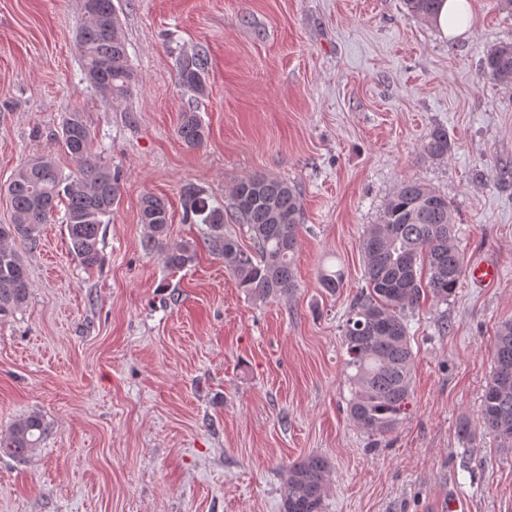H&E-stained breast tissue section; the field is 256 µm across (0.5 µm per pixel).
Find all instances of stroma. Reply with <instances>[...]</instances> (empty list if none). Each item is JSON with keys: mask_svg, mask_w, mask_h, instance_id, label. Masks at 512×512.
<instances>
[{"mask_svg": "<svg viewBox=\"0 0 512 512\" xmlns=\"http://www.w3.org/2000/svg\"><path fill=\"white\" fill-rule=\"evenodd\" d=\"M136 81L110 100L84 78L80 0H0V186L34 154L64 172L55 143L84 111L95 156L121 176L101 261L68 249L63 210L19 244L29 299L0 323V436L38 414L30 456L0 454V512H281L280 471L312 454L332 466L325 512H512V447L477 424L494 340L512 320V86L483 72L512 43V12L469 0L464 32L444 37L404 0H114ZM204 47L207 91L179 85L176 60ZM194 106L204 144L177 135ZM437 128L448 154L424 155ZM288 181L302 226L296 289L266 301L238 288L186 222L191 183L224 206V232L253 239L232 189ZM448 196L465 263L447 302L408 311V410L381 444L351 421L342 327L365 284L361 241L405 179ZM165 200L170 241L193 245L181 270L145 252V195ZM340 272L336 291L323 272Z\"/></svg>", "mask_w": 512, "mask_h": 512, "instance_id": "1", "label": "stroma"}]
</instances>
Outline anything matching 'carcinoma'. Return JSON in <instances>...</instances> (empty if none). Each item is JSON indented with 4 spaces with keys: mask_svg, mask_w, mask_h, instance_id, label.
Masks as SVG:
<instances>
[{
    "mask_svg": "<svg viewBox=\"0 0 512 512\" xmlns=\"http://www.w3.org/2000/svg\"><path fill=\"white\" fill-rule=\"evenodd\" d=\"M97 22H84L77 37L84 75L110 99L127 95L135 80L125 42H116L105 27L116 14L114 0H90ZM443 0H405L409 13L431 20ZM209 58L200 48L183 54L177 66L180 86L198 95L206 91ZM483 71L495 82L512 85V44L487 52ZM177 135L191 149L200 147L205 128L197 113L182 112ZM56 143L72 158L77 171L64 175L51 158L34 155L18 168L7 185L13 223L0 224V321L27 302L31 283L20 241L33 245L39 228L66 202L65 224L70 253L85 267L101 259L104 218L112 213L120 192L119 172L92 155V133L79 110L67 113L54 134ZM430 158L448 154V132L433 131L423 146ZM186 217L209 230L212 247L224 257L237 286L248 297L266 301L296 288L293 266L301 212L295 190L286 181L255 176L238 181L232 190L234 209L248 225L254 250L242 248L224 234V206L193 184L183 186ZM165 202L152 195L142 200L141 223L148 232L143 248L160 252L168 267L193 263L191 246L168 242ZM456 215L448 196L406 179L389 197L378 223L367 226L361 249L365 256V286L351 305L343 326L345 371L351 386L349 415L373 437L392 433L406 414L411 396L413 350L406 310L430 293L448 302L464 273V258L454 245ZM479 421L483 431L504 447L512 445V321L499 325L495 364L484 390ZM45 434L42 418L30 414L15 420L0 437V452L24 458L40 447ZM331 462L310 455L286 466L280 475L283 512H324Z\"/></svg>",
    "mask_w": 512,
    "mask_h": 512,
    "instance_id": "obj_1",
    "label": "carcinoma"
}]
</instances>
